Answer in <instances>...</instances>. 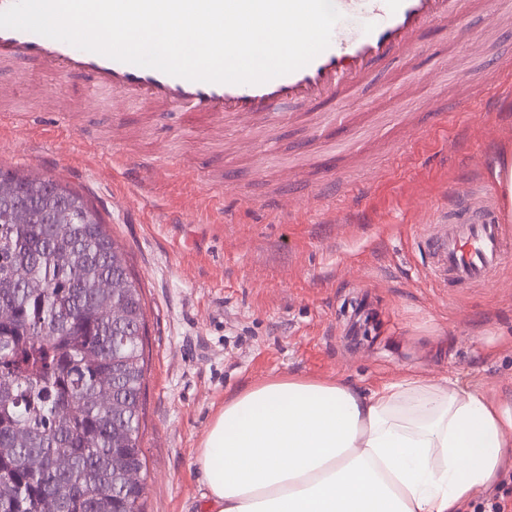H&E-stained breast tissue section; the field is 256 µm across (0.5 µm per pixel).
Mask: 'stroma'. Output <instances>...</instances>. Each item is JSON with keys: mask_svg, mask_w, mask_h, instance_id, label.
<instances>
[{"mask_svg": "<svg viewBox=\"0 0 512 512\" xmlns=\"http://www.w3.org/2000/svg\"><path fill=\"white\" fill-rule=\"evenodd\" d=\"M509 49L512 15L500 14L498 0H460L458 16L377 67L358 92L307 106L380 126L356 153L326 155L299 120L275 129L279 156L269 162L238 148L243 130L218 132L200 120L187 145L188 177L172 173L145 188L102 154L116 143L161 152L152 113L115 119L88 106L72 113L66 132L57 110L79 98L81 78L40 66L10 73L35 90L41 125L28 135L0 129V165L38 170L86 196L142 291L150 350L143 512H202L197 450L225 399L249 385L291 376L370 390L413 375L512 399V254L488 284L442 288L414 247L430 203L447 201L452 221L466 206L499 204L495 166L512 149V95L490 112L476 111L473 96L494 80L490 57ZM408 82L406 102L396 90ZM403 111L413 125L392 122ZM86 136L102 153L84 151ZM285 165L302 198L329 179L367 190L332 216L276 218L258 203L285 190ZM219 177L231 202L203 223L183 222L191 198ZM461 178L473 191L466 204L449 196Z\"/></svg>", "mask_w": 512, "mask_h": 512, "instance_id": "1", "label": "stroma"}]
</instances>
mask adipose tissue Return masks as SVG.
<instances>
[{"label": "adipose tissue", "instance_id": "obj_1", "mask_svg": "<svg viewBox=\"0 0 512 512\" xmlns=\"http://www.w3.org/2000/svg\"><path fill=\"white\" fill-rule=\"evenodd\" d=\"M196 465L208 512H459L512 467V404L457 379H271L225 400Z\"/></svg>", "mask_w": 512, "mask_h": 512}]
</instances>
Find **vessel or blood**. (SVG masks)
I'll list each match as a JSON object with an SVG mask.
<instances>
[{"label": "vessel or blood", "instance_id": "b4317fda", "mask_svg": "<svg viewBox=\"0 0 512 512\" xmlns=\"http://www.w3.org/2000/svg\"><path fill=\"white\" fill-rule=\"evenodd\" d=\"M341 14L330 46L305 67L263 84H221L189 81L160 70L80 50L68 43L34 33L0 28V71L23 64L43 66L60 77L82 78L87 100L103 112H124L144 106L157 121L178 117L176 134L168 136L162 154L124 155L123 167L137 183L152 185L162 173L185 172L183 145L190 138L195 118L215 124L235 122L244 127L275 126L293 120L294 106L355 92L367 71L388 62L395 53L414 48L430 24L456 16L459 0H334ZM497 74L493 88L478 96L481 111H489L492 93L512 89V53L503 52L494 61ZM320 126L348 128L347 138L325 141L332 153H352L363 137L348 112H326ZM0 126L33 132L38 115L22 108L0 114ZM223 181L207 185L205 199L187 213L189 222L200 223L205 203L223 204ZM361 188L344 185L336 195L317 194L321 212L331 213L338 202L361 195ZM416 246L427 258L426 274L435 284L472 286L492 280L508 254L512 239L506 226L491 209H475L457 221L438 209L425 225Z\"/></svg>", "mask_w": 512, "mask_h": 512}]
</instances>
